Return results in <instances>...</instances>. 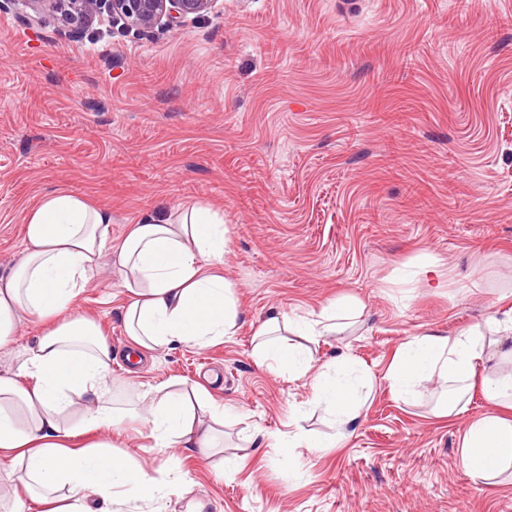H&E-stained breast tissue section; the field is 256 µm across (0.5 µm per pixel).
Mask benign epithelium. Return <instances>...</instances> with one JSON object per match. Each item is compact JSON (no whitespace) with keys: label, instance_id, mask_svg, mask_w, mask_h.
<instances>
[{"label":"benign epithelium","instance_id":"7a95c632","mask_svg":"<svg viewBox=\"0 0 512 512\" xmlns=\"http://www.w3.org/2000/svg\"><path fill=\"white\" fill-rule=\"evenodd\" d=\"M31 14L29 22L40 23L45 15H56L76 30L97 15L108 12L112 19L137 28L172 26L189 16H205L214 0H25Z\"/></svg>","mask_w":512,"mask_h":512}]
</instances>
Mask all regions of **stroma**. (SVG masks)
Masks as SVG:
<instances>
[{"mask_svg": "<svg viewBox=\"0 0 512 512\" xmlns=\"http://www.w3.org/2000/svg\"><path fill=\"white\" fill-rule=\"evenodd\" d=\"M28 13L0 0V273L28 207L57 188L111 212L113 247L189 202L228 229L238 322L224 341L128 372L118 277L66 311L111 342L115 405L176 378L224 407L205 454L153 448L138 419L114 431L116 454L186 489L112 512H512V481L474 482L461 462L468 422L491 408L480 387L439 418L447 382L404 400L387 380L413 337L512 308V0H216L172 28L104 16L82 32ZM350 302L362 311L309 349L314 371L363 370L367 401L338 447L282 457L280 437L323 442L337 425L309 378L258 363L255 333Z\"/></svg>", "mask_w": 512, "mask_h": 512, "instance_id": "obj_1", "label": "stroma"}]
</instances>
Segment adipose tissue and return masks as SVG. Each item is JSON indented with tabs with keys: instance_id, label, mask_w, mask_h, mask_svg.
<instances>
[{
	"instance_id": "obj_1",
	"label": "adipose tissue",
	"mask_w": 512,
	"mask_h": 512,
	"mask_svg": "<svg viewBox=\"0 0 512 512\" xmlns=\"http://www.w3.org/2000/svg\"><path fill=\"white\" fill-rule=\"evenodd\" d=\"M111 224V213L86 196L67 189L49 192L26 213L22 256L0 274V348L23 321L45 326L21 352L18 369L0 372V458L21 463V470L6 471L5 477L22 483L36 503L64 492L65 503L55 512H112L121 495L158 501L174 493L176 483L158 480L109 450L106 435L126 418L140 416L157 448L212 447L224 424L223 407L206 391L198 387L186 395L170 382L113 407L111 344L93 318H60L109 255L129 295L123 315L133 342L129 363L164 346H207L233 335L232 285L220 271L228 233L223 218L198 202L159 218L145 214L113 250L107 247ZM335 317L332 307L303 322L272 315L256 333V353L278 371L309 377L313 402L335 415L341 440L359 416L357 379L312 373L307 350L282 338L288 331L316 341L331 331ZM487 326V331L452 338L414 337L396 354L387 379L407 399L416 380L438 375L453 386L452 399L442 409L450 416L478 370H485L482 389L493 408L469 422L462 453L468 472L491 482L512 470V420L496 411L501 404L512 407V372H487L490 364L512 361V350L501 348L506 334H512V311L489 318ZM23 377L29 387L20 386ZM71 413L99 431L103 442L92 449L71 447L73 431L65 424Z\"/></svg>"
}]
</instances>
